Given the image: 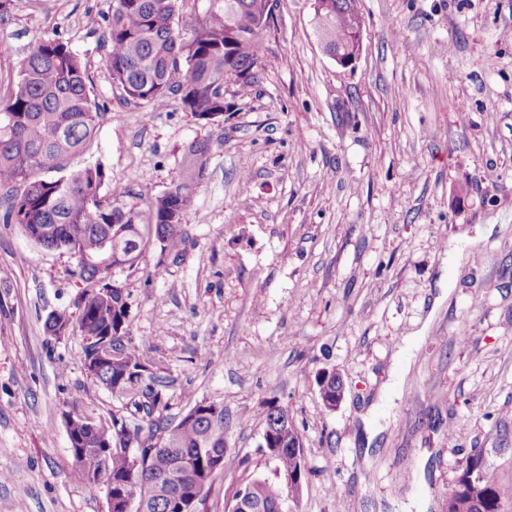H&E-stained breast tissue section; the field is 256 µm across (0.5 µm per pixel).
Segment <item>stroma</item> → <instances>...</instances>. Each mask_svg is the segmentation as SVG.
Masks as SVG:
<instances>
[{
    "label": "stroma",
    "instance_id": "obj_1",
    "mask_svg": "<svg viewBox=\"0 0 512 512\" xmlns=\"http://www.w3.org/2000/svg\"><path fill=\"white\" fill-rule=\"evenodd\" d=\"M114 0H14L0 20V98L33 42H68L103 117L72 168L103 163L102 195L167 190L185 148L212 145L177 259L148 245L117 270L136 346L165 378L164 411L223 408L224 468L205 512L272 475L265 409L286 408L310 473L297 512H446L481 449L512 512V0H360L353 66L326 55L313 0H276L256 81L207 124L171 97L126 103L100 64ZM163 274L152 278L154 267ZM66 252L0 223V512H107L75 482L63 414L132 406L84 370V290ZM418 337L410 361L402 340ZM345 384L326 408L317 372Z\"/></svg>",
    "mask_w": 512,
    "mask_h": 512
}]
</instances>
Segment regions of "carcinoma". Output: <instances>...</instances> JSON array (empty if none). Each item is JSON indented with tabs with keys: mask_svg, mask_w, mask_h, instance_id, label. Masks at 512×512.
I'll list each match as a JSON object with an SVG mask.
<instances>
[{
	"mask_svg": "<svg viewBox=\"0 0 512 512\" xmlns=\"http://www.w3.org/2000/svg\"><path fill=\"white\" fill-rule=\"evenodd\" d=\"M268 2L214 0L185 35L175 26L179 0H116L106 20L103 64L125 101L155 107L173 94L197 119L218 122L224 117V80L247 86L264 62ZM323 7L314 14L323 50H347L363 22L359 0H323ZM88 82L82 59L56 38L37 40L20 61L16 85L0 101V222L18 225L40 246L73 259L72 276L87 285L75 300L77 320L52 311L47 321L84 341L112 346V360L93 380L130 400L140 414L137 424L114 416L88 433L79 406L72 405L69 433L83 443L74 480L89 485L108 475L114 494L130 482L143 512H204L215 458L226 451L224 410L198 402L176 421L158 413L167 384L133 344L129 293L113 286L114 270L100 259L112 248L132 267L150 242L163 255H182L184 217L206 178L211 147L206 141L189 144L180 180L151 197L145 209L100 194L108 179L102 163L69 170L102 118ZM315 382L323 404L336 399V371L317 373ZM297 439L301 434L288 410L270 407L261 448L274 464V478L253 477L236 488L231 501L242 497L264 512H283L287 500H299L309 468L304 454L295 451ZM107 442L112 451L106 454ZM135 451L144 461L140 470L130 462ZM448 512H500L497 478L476 452L467 455L448 490Z\"/></svg>",
	"mask_w": 512,
	"mask_h": 512,
	"instance_id": "carcinoma-1",
	"label": "carcinoma"
}]
</instances>
